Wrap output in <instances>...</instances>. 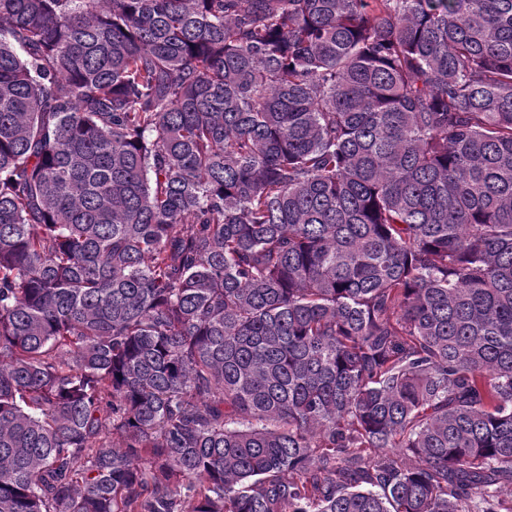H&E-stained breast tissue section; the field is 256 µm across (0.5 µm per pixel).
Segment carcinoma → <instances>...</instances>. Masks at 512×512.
Listing matches in <instances>:
<instances>
[{
    "instance_id": "carcinoma-1",
    "label": "carcinoma",
    "mask_w": 512,
    "mask_h": 512,
    "mask_svg": "<svg viewBox=\"0 0 512 512\" xmlns=\"http://www.w3.org/2000/svg\"><path fill=\"white\" fill-rule=\"evenodd\" d=\"M0 512H512V0H0Z\"/></svg>"
}]
</instances>
